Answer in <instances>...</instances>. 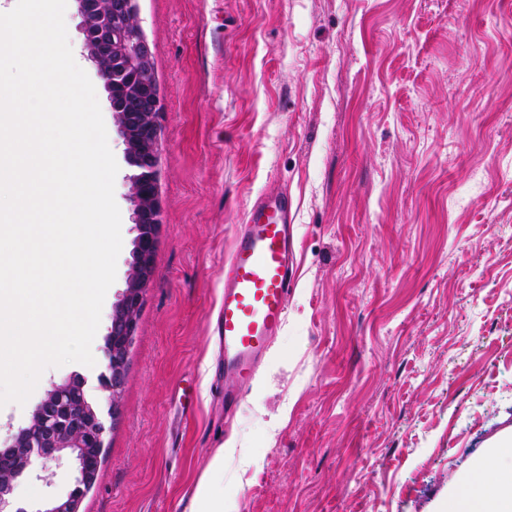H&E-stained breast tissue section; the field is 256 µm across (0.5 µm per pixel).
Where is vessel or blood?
Segmentation results:
<instances>
[{
  "instance_id": "vessel-or-blood-1",
  "label": "vessel or blood",
  "mask_w": 512,
  "mask_h": 512,
  "mask_svg": "<svg viewBox=\"0 0 512 512\" xmlns=\"http://www.w3.org/2000/svg\"><path fill=\"white\" fill-rule=\"evenodd\" d=\"M292 245L287 197L256 200L233 240L217 311L225 405H233L248 388L284 324L294 288Z\"/></svg>"
}]
</instances>
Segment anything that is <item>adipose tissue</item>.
<instances>
[{
  "mask_svg": "<svg viewBox=\"0 0 512 512\" xmlns=\"http://www.w3.org/2000/svg\"><path fill=\"white\" fill-rule=\"evenodd\" d=\"M224 456L216 454L194 492L195 512H224L217 481ZM442 512H512V429L494 436L485 453L448 491Z\"/></svg>",
  "mask_w": 512,
  "mask_h": 512,
  "instance_id": "adipose-tissue-1",
  "label": "adipose tissue"
}]
</instances>
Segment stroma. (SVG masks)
Returning a JSON list of instances; mask_svg holds the SVG:
<instances>
[{
    "label": "stroma",
    "mask_w": 512,
    "mask_h": 512,
    "mask_svg": "<svg viewBox=\"0 0 512 512\" xmlns=\"http://www.w3.org/2000/svg\"><path fill=\"white\" fill-rule=\"evenodd\" d=\"M162 110V224L121 421L79 512H183L216 452L224 512H436L512 427V0H137ZM119 166L121 290L132 169ZM264 193L295 286L224 405V262ZM0 408V437L29 423Z\"/></svg>",
    "instance_id": "1"
}]
</instances>
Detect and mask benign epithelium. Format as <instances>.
<instances>
[{
  "mask_svg": "<svg viewBox=\"0 0 512 512\" xmlns=\"http://www.w3.org/2000/svg\"><path fill=\"white\" fill-rule=\"evenodd\" d=\"M87 58L104 81L114 111L125 158L137 167L129 180L132 240L125 288L116 296L105 346L106 372L99 388L108 393V413L117 420V399L127 370V355L136 328V314L153 276V257L161 224L158 169L161 138L156 115L161 111L158 79L151 44L136 18V0H112L107 16L103 0H75ZM133 102L147 108L131 123L122 112ZM102 407L91 398L83 375L69 374L51 384L37 404L32 424L8 432L0 441V464L9 477L0 485V512H28L16 506L18 480L35 477L50 483L53 469L66 466L74 474L73 488L52 497L35 512H76L78 501L91 488V464L100 458L107 432Z\"/></svg>",
  "mask_w": 512,
  "mask_h": 512,
  "instance_id": "1",
  "label": "benign epithelium"
}]
</instances>
